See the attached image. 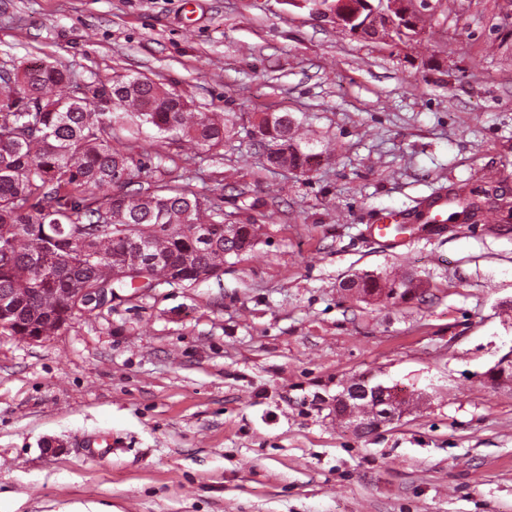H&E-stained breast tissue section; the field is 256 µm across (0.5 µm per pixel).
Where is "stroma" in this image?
I'll use <instances>...</instances> for the list:
<instances>
[{"instance_id": "stroma-1", "label": "stroma", "mask_w": 512, "mask_h": 512, "mask_svg": "<svg viewBox=\"0 0 512 512\" xmlns=\"http://www.w3.org/2000/svg\"><path fill=\"white\" fill-rule=\"evenodd\" d=\"M406 42L360 41L305 0H0V66L146 75L250 127L287 112L333 157L308 174L259 149L143 141L133 184L192 178L251 250L194 285L122 290L37 341L0 335V512H512V0H413ZM408 276L412 300L342 281ZM424 393L368 436L331 405L361 377ZM112 439L104 457L84 443Z\"/></svg>"}]
</instances>
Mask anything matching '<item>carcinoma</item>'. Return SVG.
I'll return each mask as SVG.
<instances>
[{"mask_svg":"<svg viewBox=\"0 0 512 512\" xmlns=\"http://www.w3.org/2000/svg\"><path fill=\"white\" fill-rule=\"evenodd\" d=\"M395 4L389 38L416 33L401 0H321L343 13L349 33L373 39L368 5ZM277 163L305 174L320 156L286 112L263 114ZM159 142L217 152L238 134L213 112L149 77L79 79L61 64L0 75V335L50 336L85 314L84 288L135 287L140 268L155 284L189 285L224 272V257L252 245L224 235V210L191 179L99 198L95 191L144 169L130 142L146 130ZM361 297L399 300L410 282L364 274L349 284Z\"/></svg>","mask_w":512,"mask_h":512,"instance_id":"carcinoma-1","label":"carcinoma"}]
</instances>
